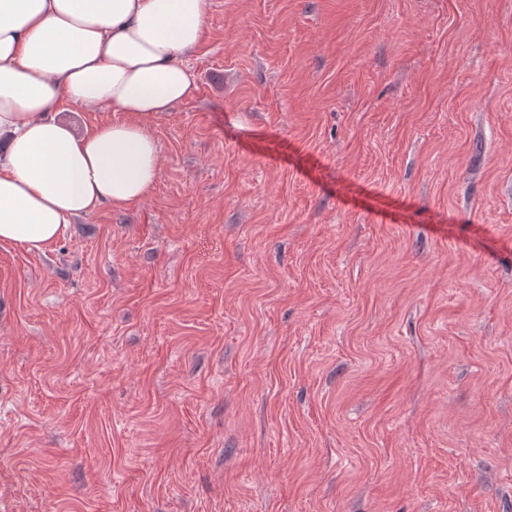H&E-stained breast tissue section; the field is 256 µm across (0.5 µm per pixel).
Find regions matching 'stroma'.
Masks as SVG:
<instances>
[{"instance_id": "obj_1", "label": "stroma", "mask_w": 512, "mask_h": 512, "mask_svg": "<svg viewBox=\"0 0 512 512\" xmlns=\"http://www.w3.org/2000/svg\"><path fill=\"white\" fill-rule=\"evenodd\" d=\"M142 202L0 243V512H512V0H211Z\"/></svg>"}]
</instances>
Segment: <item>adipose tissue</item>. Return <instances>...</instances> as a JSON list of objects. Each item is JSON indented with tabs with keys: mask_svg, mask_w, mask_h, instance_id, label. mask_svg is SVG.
I'll list each match as a JSON object with an SVG mask.
<instances>
[{
	"mask_svg": "<svg viewBox=\"0 0 512 512\" xmlns=\"http://www.w3.org/2000/svg\"><path fill=\"white\" fill-rule=\"evenodd\" d=\"M210 0H0V243L39 251L72 221L151 193L147 118L192 96ZM125 120L76 133L61 104Z\"/></svg>",
	"mask_w": 512,
	"mask_h": 512,
	"instance_id": "ef3b65f1",
	"label": "adipose tissue"
}]
</instances>
